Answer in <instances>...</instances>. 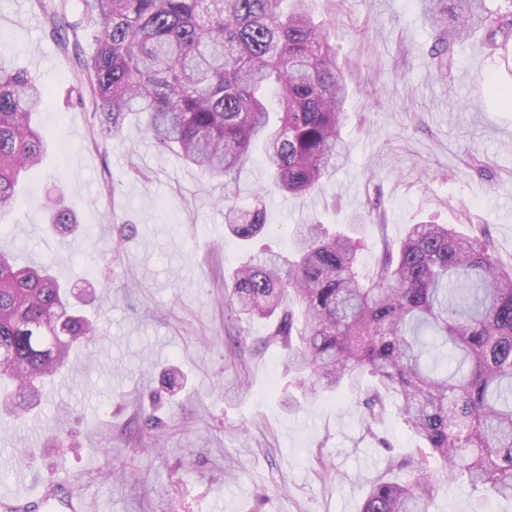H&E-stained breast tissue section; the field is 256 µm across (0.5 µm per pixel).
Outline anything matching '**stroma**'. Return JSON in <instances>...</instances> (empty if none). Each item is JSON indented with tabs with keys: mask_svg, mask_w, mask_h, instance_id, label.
<instances>
[{
	"mask_svg": "<svg viewBox=\"0 0 512 512\" xmlns=\"http://www.w3.org/2000/svg\"><path fill=\"white\" fill-rule=\"evenodd\" d=\"M47 0H0L12 60L50 93L52 137L41 168L0 215V249L46 261L97 325L96 344L43 387L25 418L0 422V506L45 512L40 496L77 495L87 512H359L386 458L422 442L387 405L363 428L358 393L289 404L298 389L286 354L256 348L264 319L224 310V284L246 248L224 229L220 182L159 152L125 121L102 139L69 87L94 51L90 34L62 48L47 35ZM422 0H314L336 22V54L351 86L342 136L347 161L309 195L265 194V243L288 253L296 224L350 225L361 271L383 243L421 222L483 227L512 267V106L485 92L512 63L470 41L452 83L436 78ZM268 180L261 149L231 187L250 207ZM81 227L50 234L42 203L54 188ZM430 512H512V501L460 480Z\"/></svg>",
	"mask_w": 512,
	"mask_h": 512,
	"instance_id": "35a3bbf8",
	"label": "stroma"
}]
</instances>
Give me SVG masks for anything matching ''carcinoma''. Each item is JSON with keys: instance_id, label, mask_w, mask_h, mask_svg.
<instances>
[{"instance_id": "obj_1", "label": "carcinoma", "mask_w": 512, "mask_h": 512, "mask_svg": "<svg viewBox=\"0 0 512 512\" xmlns=\"http://www.w3.org/2000/svg\"><path fill=\"white\" fill-rule=\"evenodd\" d=\"M430 2L423 20L442 80L453 81L455 46L470 36L482 33L492 53L512 45V0L505 10L487 0ZM82 13L55 33L63 41L93 31L84 83L105 138L141 113L159 149L226 184L259 145L270 187L293 195L344 159L348 84L331 43L336 25L315 20L310 0H82ZM47 102L0 53V214L47 151L37 125ZM47 207L56 230L77 227L64 198ZM224 223L252 244L266 232L261 200L243 209L225 195ZM359 250L313 220L299 224L288 255L260 250L234 272L224 305L268 320L264 343L287 352L308 394L366 373L367 432L393 400L422 439L416 455L387 459L404 479L375 480L360 512H429L435 487L459 478L512 499V268L487 239L443 224L411 225L365 274ZM69 295L50 268H17L0 252V380L16 383L0 394V411L20 416L40 405L42 384L71 348L95 340ZM426 334L454 353L453 369L439 367Z\"/></svg>"}]
</instances>
